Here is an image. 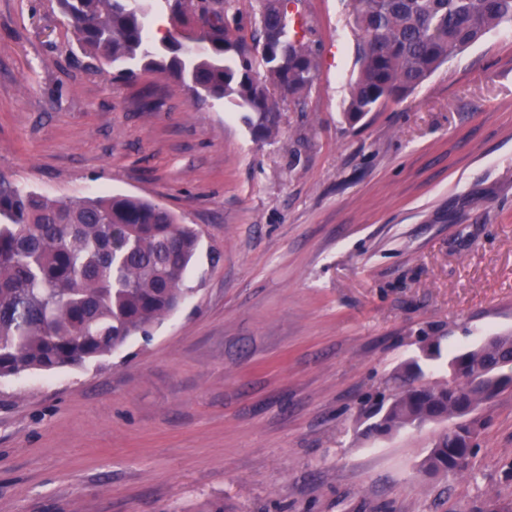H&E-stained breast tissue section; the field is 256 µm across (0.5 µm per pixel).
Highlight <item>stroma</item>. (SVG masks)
<instances>
[{
    "instance_id": "35a3bbf8",
    "label": "stroma",
    "mask_w": 512,
    "mask_h": 512,
    "mask_svg": "<svg viewBox=\"0 0 512 512\" xmlns=\"http://www.w3.org/2000/svg\"><path fill=\"white\" fill-rule=\"evenodd\" d=\"M298 9L318 77L263 141L230 102L88 67L55 0H0V175L145 197L200 233L188 295L150 339L0 380V512L512 506V390L480 406L458 475L422 468L444 424L378 437L364 414L420 337L445 357L512 336V25L352 124L351 0Z\"/></svg>"
}]
</instances>
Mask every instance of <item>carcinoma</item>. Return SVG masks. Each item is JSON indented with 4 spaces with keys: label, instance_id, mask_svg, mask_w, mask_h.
<instances>
[{
    "label": "carcinoma",
    "instance_id": "carcinoma-1",
    "mask_svg": "<svg viewBox=\"0 0 512 512\" xmlns=\"http://www.w3.org/2000/svg\"><path fill=\"white\" fill-rule=\"evenodd\" d=\"M154 0H57L72 41L88 58L159 73L197 100L245 109L253 135L278 130L280 96L299 98L317 78L311 27L299 0H256L258 29L236 23L238 0H164L170 30L150 38ZM360 70L347 118L355 123L390 97L414 90L441 65L503 23L512 0H353ZM200 235L151 200L102 193L47 197L0 176V379L78 367L112 354L185 298ZM463 364L452 382L423 381L420 366L394 375V393L371 428L390 434L457 417L512 384V336L448 356ZM457 423L432 444L427 473H456L470 454Z\"/></svg>",
    "mask_w": 512,
    "mask_h": 512
}]
</instances>
